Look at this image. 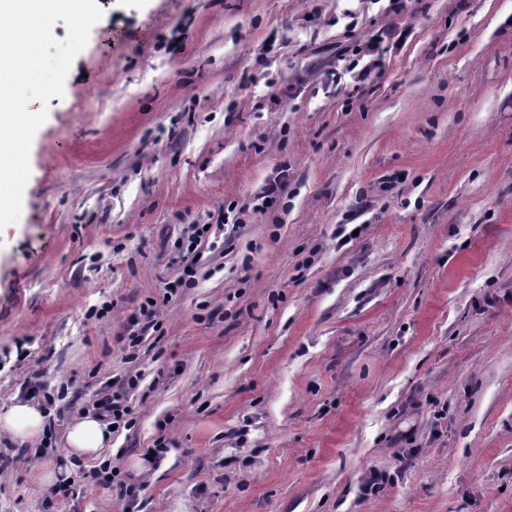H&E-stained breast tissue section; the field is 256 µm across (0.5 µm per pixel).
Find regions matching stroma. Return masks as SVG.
Listing matches in <instances>:
<instances>
[{"mask_svg":"<svg viewBox=\"0 0 512 512\" xmlns=\"http://www.w3.org/2000/svg\"><path fill=\"white\" fill-rule=\"evenodd\" d=\"M97 3L0 228V411L42 384L57 446L0 431V512H512V0ZM122 389L132 502L61 453ZM205 226H207V224H193L190 234L178 244L179 246L177 248L181 262L184 264L183 277L175 281V284L170 287V290L163 295L164 300H167L168 294L172 295L174 289L177 291L180 288H193L195 285V270L198 263L196 254L197 246L198 243L201 242V238L204 234L208 233L210 230V227L205 229ZM158 302L154 298H147L140 307L139 316L133 315L128 321L127 340L128 348H135L141 342V337L147 331L153 329L157 332L161 329L159 321L156 320Z\"/></svg>","mask_w":512,"mask_h":512,"instance_id":"stroma-1","label":"stroma"}]
</instances>
